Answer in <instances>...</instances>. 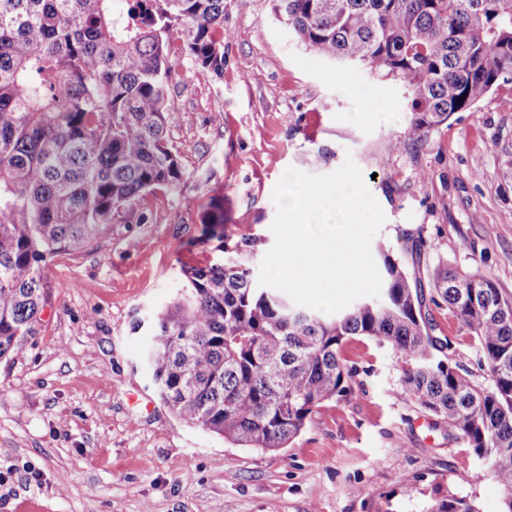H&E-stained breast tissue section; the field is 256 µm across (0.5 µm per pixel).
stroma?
<instances>
[{"label":"stroma","mask_w":512,"mask_h":512,"mask_svg":"<svg viewBox=\"0 0 512 512\" xmlns=\"http://www.w3.org/2000/svg\"><path fill=\"white\" fill-rule=\"evenodd\" d=\"M169 104L180 194L146 195L106 237L55 256L33 335L0 360V512H429L451 494L498 512L504 491L485 463L414 402L404 362L366 337L341 348L356 370L350 393L279 453L181 421L142 353L183 268L225 258L201 203L223 194L224 233L260 239L244 258L259 272L275 242L272 192L291 167L325 175L352 160L385 215L371 251L399 256L418 238L417 277L449 263L512 298V82L412 142L404 83L299 45L272 0H224L223 77L180 59ZM423 296L447 358L490 386L447 303L429 287Z\"/></svg>","instance_id":"1"}]
</instances>
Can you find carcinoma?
Returning <instances> with one entry per match:
<instances>
[{
  "label": "carcinoma",
  "mask_w": 512,
  "mask_h": 512,
  "mask_svg": "<svg viewBox=\"0 0 512 512\" xmlns=\"http://www.w3.org/2000/svg\"><path fill=\"white\" fill-rule=\"evenodd\" d=\"M0 0V358L22 349L44 299L43 271L59 253L106 236L143 196L179 194L185 173L169 139L178 56L224 75V0ZM317 55L358 63L411 89L407 138L430 133L512 82V0H274ZM209 238L224 240V197L202 206ZM184 269L185 284L152 317L144 361L158 395L183 422L240 448L277 453L315 410L345 396L340 356L366 336L405 360L404 385L448 435L488 462L512 512V301L480 272L437 264L431 288L466 328L492 385L436 353L421 285L379 250L382 297L325 318L261 288L239 260ZM430 512H479L449 496Z\"/></svg>",
  "instance_id": "cac0c4a2"
}]
</instances>
